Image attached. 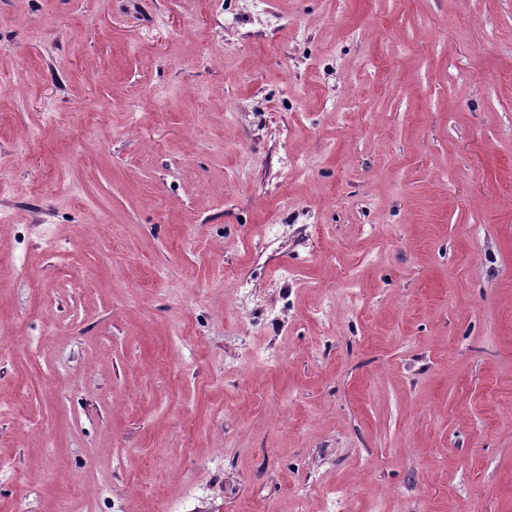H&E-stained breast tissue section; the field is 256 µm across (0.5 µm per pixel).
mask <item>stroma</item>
Masks as SVG:
<instances>
[{
	"label": "stroma",
	"mask_w": 512,
	"mask_h": 512,
	"mask_svg": "<svg viewBox=\"0 0 512 512\" xmlns=\"http://www.w3.org/2000/svg\"><path fill=\"white\" fill-rule=\"evenodd\" d=\"M0 512H512V0H0Z\"/></svg>",
	"instance_id": "1"
}]
</instances>
